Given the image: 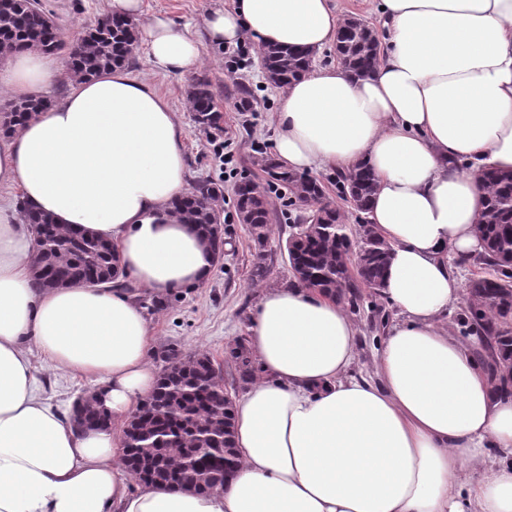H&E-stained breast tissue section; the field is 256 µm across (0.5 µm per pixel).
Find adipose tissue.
Here are the masks:
<instances>
[{
    "mask_svg": "<svg viewBox=\"0 0 512 512\" xmlns=\"http://www.w3.org/2000/svg\"><path fill=\"white\" fill-rule=\"evenodd\" d=\"M377 68L321 67L284 88L274 155L290 171L364 163L378 190L367 217L392 245L382 293L402 316L375 380L353 376L358 330L343 303L298 285L263 288L248 343L260 374L236 400L238 468L206 495L136 483L115 431L84 430L44 397L33 361L81 378L126 421L158 380L136 294L37 288L24 213L0 204V512H512V392L443 324L463 295L449 257L483 252L479 175L512 170V0H379ZM341 25L334 0H236L204 39L171 21L140 37L156 69L185 73L203 43L320 51ZM0 89L31 98L61 67L9 53ZM28 207L114 244L140 288L204 281L211 258L170 213L187 193L184 136L155 86L122 66L74 83L0 137V187ZM498 455H490V448Z\"/></svg>",
    "mask_w": 512,
    "mask_h": 512,
    "instance_id": "obj_1",
    "label": "adipose tissue"
}]
</instances>
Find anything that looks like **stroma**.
I'll return each instance as SVG.
<instances>
[{
  "instance_id": "1",
  "label": "stroma",
  "mask_w": 512,
  "mask_h": 512,
  "mask_svg": "<svg viewBox=\"0 0 512 512\" xmlns=\"http://www.w3.org/2000/svg\"><path fill=\"white\" fill-rule=\"evenodd\" d=\"M66 41L74 42L106 12V0H42ZM232 0H142V20L155 16L169 19L194 36H202L203 20L211 11L227 9ZM203 60L196 71L183 75L159 72L147 62V48L138 45L129 68L133 75L154 84L176 112L182 125L190 188L213 181L223 184L220 209L224 219L223 259L215 262L206 280L198 286L178 288L161 295L160 305L148 309L152 336L151 359L162 368L164 351L182 354L203 351L223 361L233 340L249 330L260 287H285L293 277L279 239L287 238L288 226L297 212L286 206L277 192L266 197L274 215L269 241V274L263 284L251 279L256 250L245 225L240 224L234 187L242 177L265 186L266 175L253 164L257 152H273L278 129L274 115L280 87L262 77L261 56L253 40L240 47L204 44ZM212 83L215 103L222 115L221 128L206 132L193 121L187 92L195 78ZM358 331V360L355 375H373V360L385 327L396 312L379 295L364 294L358 307L350 309Z\"/></svg>"
}]
</instances>
